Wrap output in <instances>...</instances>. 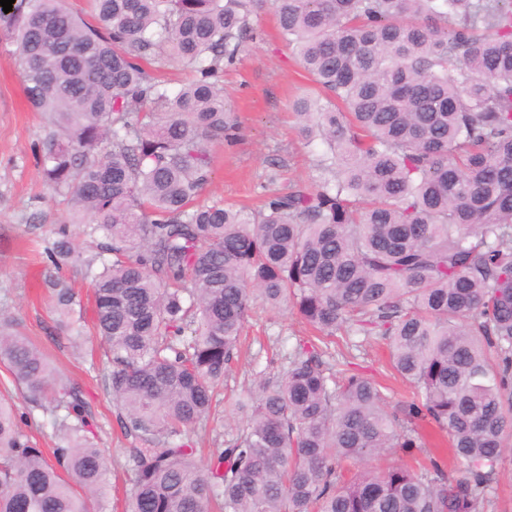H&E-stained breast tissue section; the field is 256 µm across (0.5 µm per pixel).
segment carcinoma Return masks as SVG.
<instances>
[{
    "mask_svg": "<svg viewBox=\"0 0 512 512\" xmlns=\"http://www.w3.org/2000/svg\"><path fill=\"white\" fill-rule=\"evenodd\" d=\"M93 2L96 26L67 0H19L0 31L46 119L40 174L71 196L45 247L59 326L84 336L62 275L79 267L99 376L138 443L123 512H482L512 447V0H271L324 93L294 112L324 177L257 209L197 202L210 144L237 130L217 77L257 0ZM163 59L194 78L169 92L149 68ZM258 297L291 301L314 336L235 403L236 434L201 464L195 429L216 420ZM351 336L386 341L411 399L390 407L325 360ZM0 364L56 440L52 464L0 397V512L106 509L80 392L2 314ZM427 426L463 478L437 458L369 466L421 449Z\"/></svg>",
    "mask_w": 512,
    "mask_h": 512,
    "instance_id": "carcinoma-1",
    "label": "carcinoma"
}]
</instances>
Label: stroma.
Here are the masks:
<instances>
[{
	"label": "stroma",
	"instance_id": "stroma-1",
	"mask_svg": "<svg viewBox=\"0 0 512 512\" xmlns=\"http://www.w3.org/2000/svg\"><path fill=\"white\" fill-rule=\"evenodd\" d=\"M250 37L234 65L220 77L224 97L236 112L240 127L234 141L210 146L211 179L200 195L220 201L256 206L264 195L310 183L320 176L321 144L301 139L293 103L318 98L320 89L301 67L291 47L278 37L276 17L268 0L250 15ZM23 71L14 45L0 38V311L18 319L21 331L37 345L71 385L78 388L90 410L88 424L99 447L111 461L110 483L123 486V465L129 446L117 426L112 404L96 368L104 344L86 334L74 345L57 329L53 301L43 280L49 275L44 248L55 220L70 206L67 195L43 181L35 160L45 131V118L26 102ZM246 341L224 380V407L252 391L257 374H275L299 338L309 331L291 305L273 309L255 301L246 328ZM330 363L353 362L365 376L388 389L390 404L409 396L393 374L385 341L356 337L354 346L332 350ZM12 394L22 429L37 446L51 450L55 441L40 427L44 416L30 410L17 394L10 375L0 366V393Z\"/></svg>",
	"mask_w": 512,
	"mask_h": 512
}]
</instances>
